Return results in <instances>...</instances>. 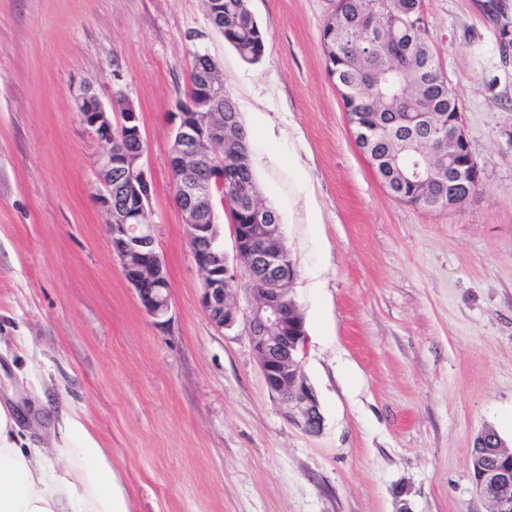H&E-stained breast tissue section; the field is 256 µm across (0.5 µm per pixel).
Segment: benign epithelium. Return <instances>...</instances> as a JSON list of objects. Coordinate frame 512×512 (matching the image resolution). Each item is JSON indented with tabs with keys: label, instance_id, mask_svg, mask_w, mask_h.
<instances>
[{
	"label": "benign epithelium",
	"instance_id": "1",
	"mask_svg": "<svg viewBox=\"0 0 512 512\" xmlns=\"http://www.w3.org/2000/svg\"><path fill=\"white\" fill-rule=\"evenodd\" d=\"M211 56L197 66L186 99L176 105L175 135L169 150V174L175 204L190 221L186 230L194 264L203 275L200 298L202 311L219 329L238 325L249 336L267 389L287 408V418L296 427L317 433L323 425L318 396L301 365L306 331L305 322L296 318L295 302L289 297L295 268L282 233L280 218L262 206L245 189L224 178V169L234 163L224 157L227 132L224 120V79L215 75ZM123 117L112 123V110L90 87L75 97L82 125L108 148L100 157L95 177L98 182L94 202L110 219L113 253L120 270L133 288L142 309L159 325L169 321L171 296L167 269L155 247L151 200L153 180L143 162L144 146L139 115L133 102L123 98ZM425 112L412 113L409 126L424 122L426 142L448 146V168L429 161L399 165L408 149L400 148L388 157L392 167H400L401 181L448 183V194L435 203L436 210H454L474 199V186L482 182V170L465 132L461 113L445 125L427 120ZM346 119L355 142L384 187L389 183L380 171L379 160L366 152L365 142L372 127L361 112H348ZM139 143L128 151L125 143ZM225 186L220 202L213 201L210 186ZM246 210L251 223L232 225L233 263H228L224 241L215 224V211L230 212L231 205ZM245 269L250 280L259 283L245 289L240 303L238 289L229 288L231 278ZM473 483L479 495L492 503L491 512H512V460L499 448H486L471 460Z\"/></svg>",
	"mask_w": 512,
	"mask_h": 512
}]
</instances>
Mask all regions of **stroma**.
Segmentation results:
<instances>
[{
	"label": "stroma",
	"mask_w": 512,
	"mask_h": 512,
	"mask_svg": "<svg viewBox=\"0 0 512 512\" xmlns=\"http://www.w3.org/2000/svg\"><path fill=\"white\" fill-rule=\"evenodd\" d=\"M336 0H250L243 62L204 0H0V403L52 439L66 402L112 455L130 512H489L470 448L512 444V0H422L427 38L482 168L457 210L394 199L326 71ZM216 58L280 215L306 322L310 434L266 389L243 328L200 306L168 151L195 53ZM140 114L171 320L140 307L93 200L104 151L75 96Z\"/></svg>",
	"instance_id": "stroma-1"
}]
</instances>
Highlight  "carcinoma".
I'll return each mask as SVG.
<instances>
[{"label": "carcinoma", "instance_id": "carcinoma-1", "mask_svg": "<svg viewBox=\"0 0 512 512\" xmlns=\"http://www.w3.org/2000/svg\"><path fill=\"white\" fill-rule=\"evenodd\" d=\"M420 0H377V13L409 17ZM372 0H343L336 26L325 24L322 46L336 48V77L357 97L360 112L460 111L458 100L427 39L425 22L395 28L392 37L377 40L370 26ZM224 40L245 62H259L266 51V34L252 13L249 0H224ZM224 112L234 118L232 141L227 153L238 157L233 178L241 185L257 188L249 157L248 135L236 103L224 95Z\"/></svg>", "mask_w": 512, "mask_h": 512}]
</instances>
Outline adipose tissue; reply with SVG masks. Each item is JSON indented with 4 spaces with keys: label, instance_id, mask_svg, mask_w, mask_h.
I'll list each match as a JSON object with an SVG mask.
<instances>
[{
    "label": "adipose tissue",
    "instance_id": "obj_1",
    "mask_svg": "<svg viewBox=\"0 0 512 512\" xmlns=\"http://www.w3.org/2000/svg\"><path fill=\"white\" fill-rule=\"evenodd\" d=\"M53 443L69 455L56 466L0 405V512H129L112 458L70 407L58 408Z\"/></svg>",
    "mask_w": 512,
    "mask_h": 512
}]
</instances>
